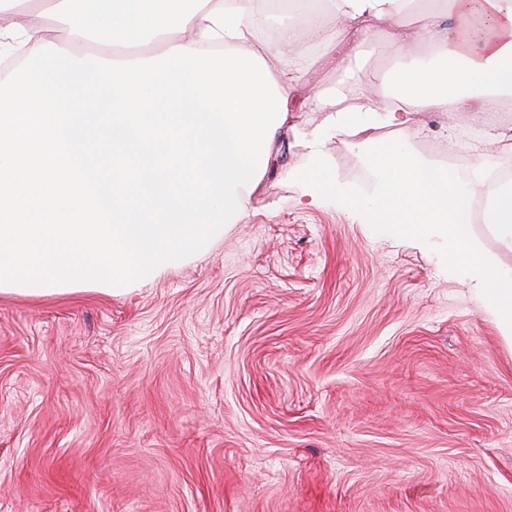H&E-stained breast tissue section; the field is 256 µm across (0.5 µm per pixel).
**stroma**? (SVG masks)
I'll return each mask as SVG.
<instances>
[{
	"label": "stroma",
	"instance_id": "obj_1",
	"mask_svg": "<svg viewBox=\"0 0 512 512\" xmlns=\"http://www.w3.org/2000/svg\"><path fill=\"white\" fill-rule=\"evenodd\" d=\"M402 51L311 47L333 97ZM333 113L288 115L241 219L127 292L0 293V512H512V346L448 242L369 206L373 141L469 182L419 113L327 141L361 203L309 204L297 171Z\"/></svg>",
	"mask_w": 512,
	"mask_h": 512
}]
</instances>
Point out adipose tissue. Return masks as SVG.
Listing matches in <instances>:
<instances>
[{"instance_id": "adipose-tissue-1", "label": "adipose tissue", "mask_w": 512, "mask_h": 512, "mask_svg": "<svg viewBox=\"0 0 512 512\" xmlns=\"http://www.w3.org/2000/svg\"><path fill=\"white\" fill-rule=\"evenodd\" d=\"M75 0H0V46L35 44L25 70L0 80V293L47 296L133 282L203 251L243 210L262 179L289 113L308 105L302 62L312 46L363 44L376 36L408 47L392 75L395 105L367 97L375 123L404 127L413 113L483 112L512 95V0H326L303 23L280 27L276 77L259 40V0H95L87 28L65 44L51 36ZM173 23L162 60L112 61L89 73L79 50L87 29L129 39L133 17L153 4ZM308 140L297 175L311 202L338 193L323 144L347 133L348 99ZM376 216L451 244L449 264L467 265L495 316L512 328V275L495 274L472 241L470 200L512 242V182L478 175L461 191L445 167L380 142Z\"/></svg>"}]
</instances>
